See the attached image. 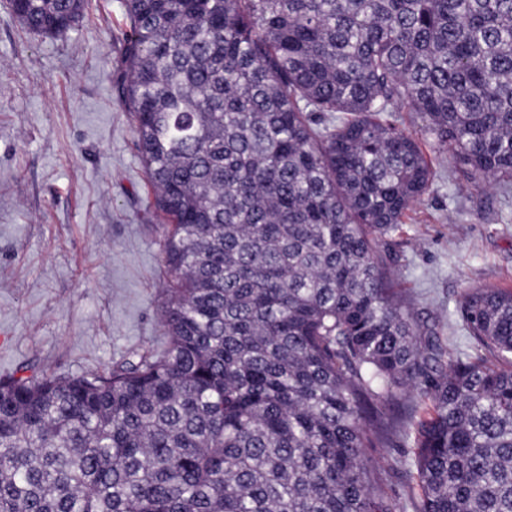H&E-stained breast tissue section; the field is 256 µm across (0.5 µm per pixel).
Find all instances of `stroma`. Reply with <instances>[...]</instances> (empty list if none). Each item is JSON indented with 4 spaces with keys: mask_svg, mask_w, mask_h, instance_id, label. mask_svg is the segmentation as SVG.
Listing matches in <instances>:
<instances>
[{
    "mask_svg": "<svg viewBox=\"0 0 512 512\" xmlns=\"http://www.w3.org/2000/svg\"><path fill=\"white\" fill-rule=\"evenodd\" d=\"M128 30L123 0H90L55 37L26 32L0 0V377L81 375L168 342L166 228L112 88ZM427 157L431 190L378 250L418 323H441L463 351L464 291L512 289V194ZM409 403L389 408L392 447L366 451L388 491L414 481Z\"/></svg>",
    "mask_w": 512,
    "mask_h": 512,
    "instance_id": "1",
    "label": "stroma"
}]
</instances>
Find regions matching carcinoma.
Returning a JSON list of instances; mask_svg holds the SVG:
<instances>
[{
  "label": "carcinoma",
  "mask_w": 512,
  "mask_h": 512,
  "mask_svg": "<svg viewBox=\"0 0 512 512\" xmlns=\"http://www.w3.org/2000/svg\"><path fill=\"white\" fill-rule=\"evenodd\" d=\"M88 0H20L56 36ZM114 88L171 223L168 347L0 379V512H512V289L457 356L379 238L434 149L512 192V0H124ZM413 392L416 483L376 488Z\"/></svg>",
  "instance_id": "obj_1"
}]
</instances>
